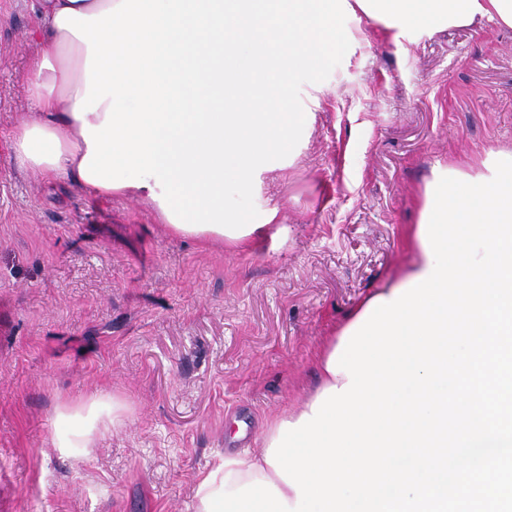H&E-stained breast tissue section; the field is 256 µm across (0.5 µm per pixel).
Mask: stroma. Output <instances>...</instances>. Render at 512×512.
I'll list each match as a JSON object with an SVG mask.
<instances>
[{
	"instance_id": "35a3bbf8",
	"label": "stroma",
	"mask_w": 512,
	"mask_h": 512,
	"mask_svg": "<svg viewBox=\"0 0 512 512\" xmlns=\"http://www.w3.org/2000/svg\"><path fill=\"white\" fill-rule=\"evenodd\" d=\"M342 26L345 53L295 87L322 88L298 160L237 202L254 221L278 206L286 231L238 250L17 167L41 29L30 0H0V512H194L201 476L261 452L347 315L408 267L436 165L474 174L512 154V27ZM99 391L124 402L121 424L61 456L56 405Z\"/></svg>"
}]
</instances>
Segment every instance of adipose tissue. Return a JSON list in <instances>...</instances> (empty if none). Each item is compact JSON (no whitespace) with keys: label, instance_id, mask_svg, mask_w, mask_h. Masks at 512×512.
<instances>
[{"label":"adipose tissue","instance_id":"ef3b65f1","mask_svg":"<svg viewBox=\"0 0 512 512\" xmlns=\"http://www.w3.org/2000/svg\"><path fill=\"white\" fill-rule=\"evenodd\" d=\"M45 36L29 62L36 104L12 133L17 165L95 196L146 200L171 235L248 247L280 221L250 223L229 196H247L265 173L290 166L312 114L291 96L348 43L338 19L363 16L400 37L411 30L512 27V0H32ZM265 49L266 78L237 82L224 66L247 39ZM119 400L94 393L55 409L61 454L93 447L116 423ZM288 503L294 488L265 454L230 453L195 489L196 512L221 485L254 479Z\"/></svg>","mask_w":512,"mask_h":512}]
</instances>
